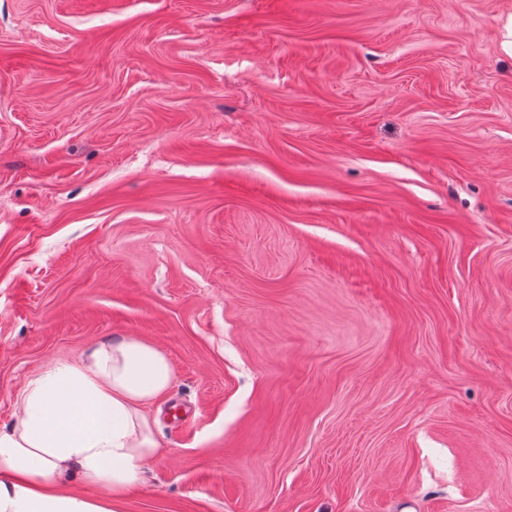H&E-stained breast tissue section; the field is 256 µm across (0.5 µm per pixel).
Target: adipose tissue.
<instances>
[{
    "label": "adipose tissue",
    "mask_w": 512,
    "mask_h": 512,
    "mask_svg": "<svg viewBox=\"0 0 512 512\" xmlns=\"http://www.w3.org/2000/svg\"><path fill=\"white\" fill-rule=\"evenodd\" d=\"M174 378L165 354L134 336L101 337L34 374L0 429V512H119L160 452L147 409ZM71 473L101 498L63 491Z\"/></svg>",
    "instance_id": "1"
}]
</instances>
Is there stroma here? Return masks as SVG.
I'll return each mask as SVG.
<instances>
[{
	"label": "stroma",
	"mask_w": 512,
	"mask_h": 512,
	"mask_svg": "<svg viewBox=\"0 0 512 512\" xmlns=\"http://www.w3.org/2000/svg\"><path fill=\"white\" fill-rule=\"evenodd\" d=\"M512 0H0V428L138 336L121 512H512Z\"/></svg>",
	"instance_id": "35a3bbf8"
}]
</instances>
